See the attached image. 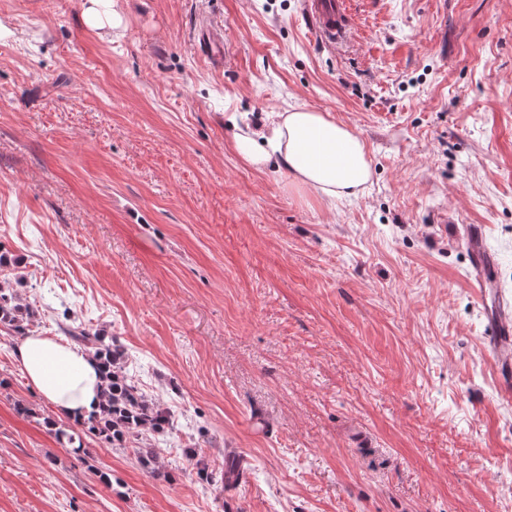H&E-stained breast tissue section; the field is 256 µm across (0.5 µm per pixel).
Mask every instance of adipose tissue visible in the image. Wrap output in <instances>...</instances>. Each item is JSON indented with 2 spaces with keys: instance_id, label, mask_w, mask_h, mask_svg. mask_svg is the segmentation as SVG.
I'll return each mask as SVG.
<instances>
[{
  "instance_id": "adipose-tissue-1",
  "label": "adipose tissue",
  "mask_w": 512,
  "mask_h": 512,
  "mask_svg": "<svg viewBox=\"0 0 512 512\" xmlns=\"http://www.w3.org/2000/svg\"><path fill=\"white\" fill-rule=\"evenodd\" d=\"M235 150L258 170L278 161L290 189L313 193L330 204L357 194L371 176L365 140L314 108L279 113L260 130H239ZM14 360L30 385L65 416L82 420L97 410L102 381L94 358L84 349L35 335L15 350Z\"/></svg>"
}]
</instances>
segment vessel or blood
I'll use <instances>...</instances> for the list:
<instances>
[{
	"label": "vessel or blood",
	"mask_w": 512,
	"mask_h": 512,
	"mask_svg": "<svg viewBox=\"0 0 512 512\" xmlns=\"http://www.w3.org/2000/svg\"><path fill=\"white\" fill-rule=\"evenodd\" d=\"M303 12L314 33L328 43L344 40L351 31L347 0H303ZM196 37L207 59L214 65L224 62V38L207 26L198 27ZM479 228L469 231V251L477 271L473 283L489 315L488 345L498 375L502 398L512 397V305L505 303L501 290L487 272V257L480 242Z\"/></svg>",
	"instance_id": "vessel-or-blood-1"
}]
</instances>
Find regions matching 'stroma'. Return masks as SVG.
Returning a JSON list of instances; mask_svg holds the SVG:
<instances>
[{
  "label": "stroma",
  "mask_w": 512,
  "mask_h": 512,
  "mask_svg": "<svg viewBox=\"0 0 512 512\" xmlns=\"http://www.w3.org/2000/svg\"><path fill=\"white\" fill-rule=\"evenodd\" d=\"M349 2L331 49L300 0H116L95 31L84 0H0V270L31 334L77 312L171 418L72 453L0 331V512H512L466 244L512 298V0ZM299 106L365 140L357 195L236 154ZM230 451L237 486L199 479ZM104 2L112 0H86L83 4L82 16L86 27L97 30L105 27V24L114 28H119L123 24V17L112 8V18L109 20L103 10ZM113 6V2H112ZM196 37L201 47L204 48L207 59L212 65L224 63V38L208 26H199L196 29Z\"/></svg>",
  "instance_id": "1"
}]
</instances>
